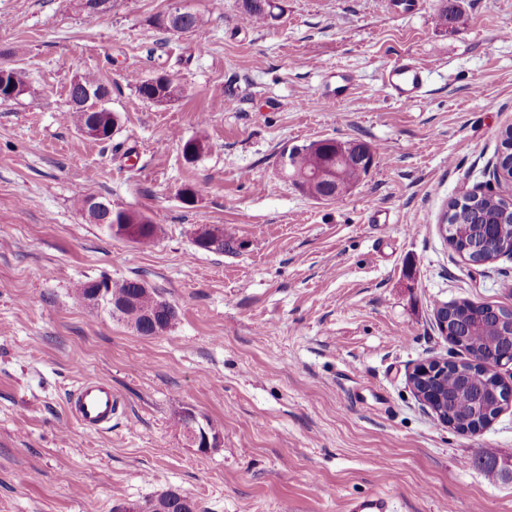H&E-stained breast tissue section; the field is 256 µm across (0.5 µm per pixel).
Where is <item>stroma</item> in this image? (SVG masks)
<instances>
[{
    "mask_svg": "<svg viewBox=\"0 0 512 512\" xmlns=\"http://www.w3.org/2000/svg\"><path fill=\"white\" fill-rule=\"evenodd\" d=\"M82 3L0 0V65L30 88L0 102V512H120L168 490L198 512H346L375 491L392 512H512V480L475 462L512 457V404L461 434L409 381L421 362L467 358L440 304L512 309V259L468 265L440 229L512 125V0H281L263 27L242 25L240 0H106L92 17ZM178 5L204 15L206 49L157 25ZM403 55L428 69L408 106L382 83ZM336 72L353 91L321 106ZM89 73L121 120L108 142L69 116L70 83ZM158 74L178 97L139 95ZM192 138L207 148L190 161ZM322 139L378 151L333 203L277 167ZM88 197L147 217L154 243L88 223ZM201 224L229 250L198 247ZM104 278L141 280L175 322L144 336L78 298ZM86 377L120 401L97 432L66 402ZM188 407L220 447L186 446ZM504 460L496 453L489 451H482L475 458V462L493 476L503 481L512 480V472H509Z\"/></svg>",
    "mask_w": 512,
    "mask_h": 512,
    "instance_id": "1",
    "label": "stroma"
}]
</instances>
